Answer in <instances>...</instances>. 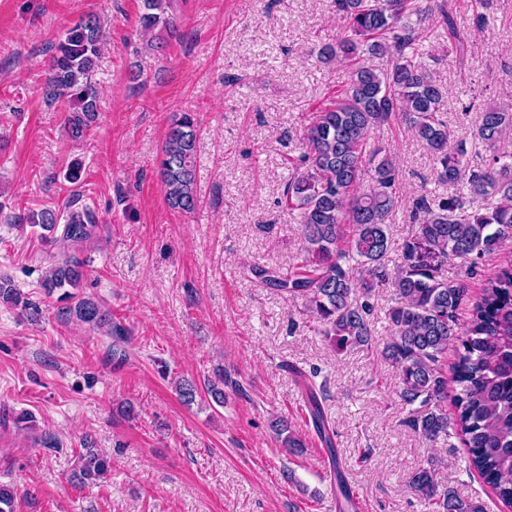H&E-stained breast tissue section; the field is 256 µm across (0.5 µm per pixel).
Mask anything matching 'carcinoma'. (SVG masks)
Listing matches in <instances>:
<instances>
[{"label":"carcinoma","mask_w":512,"mask_h":512,"mask_svg":"<svg viewBox=\"0 0 512 512\" xmlns=\"http://www.w3.org/2000/svg\"><path fill=\"white\" fill-rule=\"evenodd\" d=\"M344 35L319 49L326 63H347L350 76L339 99L313 113L304 134L296 174L277 205L297 214L302 224L303 257L286 272L253 269L260 283L303 299L316 315L320 332L340 352L368 344L372 336L369 297L378 288L394 289L397 302L388 313L393 336L384 357L399 372L400 397L420 404L408 420L421 435L436 441L454 436L467 448L469 462L491 488L503 512H512V261L491 278L471 309L465 325L457 310L466 297L460 282L440 279L441 266L454 256L475 266L484 254L512 240V161L495 158L481 169H466L465 140L440 115L445 88L422 63L406 53L423 38L420 23L442 18L448 45L462 51L465 38L455 27L447 0L436 6L410 7V0H335ZM171 0H142L141 29L154 35L151 49L161 51L165 35L175 31ZM419 16L411 24L408 17ZM100 20L80 19L54 47L45 98L65 108L64 130L70 141L89 139L99 118V93L91 75L101 58ZM399 115L435 156L440 183L466 179L472 209L458 195L419 196L411 210L412 227L403 239L393 272L388 221L398 201V174L391 159L366 163L369 132ZM512 130V108L480 109L472 134L494 142ZM199 130L190 112L176 114L169 125L158 171L170 209L192 213L198 206L196 153ZM52 209L28 210L17 224H37L56 252L41 281L47 296L57 295L54 315L66 326L77 323L121 341L124 328L95 297L76 290L85 285L84 246L96 237L94 213L73 209L59 224ZM354 259L360 276L342 261ZM0 302L39 314L10 277L0 275ZM454 346L455 414L448 419V372L442 361ZM224 373L208 384L207 393L224 406ZM284 447H305L285 419L274 425ZM110 462L92 442L78 452L72 478L79 484L103 479ZM409 486L435 512H483V505L441 489L435 469L420 466ZM14 488L0 484V512H15Z\"/></svg>","instance_id":"1"}]
</instances>
